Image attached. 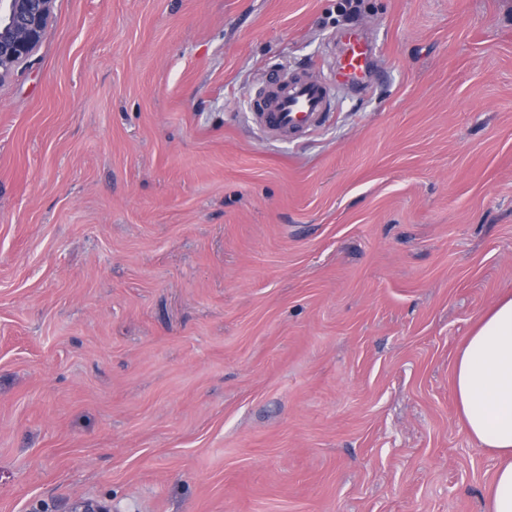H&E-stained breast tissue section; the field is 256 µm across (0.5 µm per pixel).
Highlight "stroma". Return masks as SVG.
I'll return each mask as SVG.
<instances>
[{"mask_svg": "<svg viewBox=\"0 0 512 512\" xmlns=\"http://www.w3.org/2000/svg\"><path fill=\"white\" fill-rule=\"evenodd\" d=\"M52 0L0 79V512H488L453 368L512 293V0ZM382 75L267 137L269 72Z\"/></svg>", "mask_w": 512, "mask_h": 512, "instance_id": "1", "label": "stroma"}]
</instances>
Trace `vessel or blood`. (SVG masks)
<instances>
[{
	"label": "vessel or blood",
	"instance_id": "1",
	"mask_svg": "<svg viewBox=\"0 0 512 512\" xmlns=\"http://www.w3.org/2000/svg\"><path fill=\"white\" fill-rule=\"evenodd\" d=\"M336 71L321 79L307 70L273 72L250 98L254 122L273 139H298L329 120L336 90H364L376 72L377 48L366 33L344 32L337 41Z\"/></svg>",
	"mask_w": 512,
	"mask_h": 512
}]
</instances>
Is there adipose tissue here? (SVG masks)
Instances as JSON below:
<instances>
[{"label":"adipose tissue","mask_w":512,"mask_h":512,"mask_svg":"<svg viewBox=\"0 0 512 512\" xmlns=\"http://www.w3.org/2000/svg\"><path fill=\"white\" fill-rule=\"evenodd\" d=\"M453 387L464 430L501 460L489 512H512V297L479 317L456 359Z\"/></svg>","instance_id":"adipose-tissue-1"}]
</instances>
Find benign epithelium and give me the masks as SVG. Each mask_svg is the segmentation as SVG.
Returning <instances> with one entry per match:
<instances>
[{"mask_svg":"<svg viewBox=\"0 0 512 512\" xmlns=\"http://www.w3.org/2000/svg\"><path fill=\"white\" fill-rule=\"evenodd\" d=\"M51 0H0V79L44 40Z\"/></svg>","mask_w":512,"mask_h":512,"instance_id":"benign-epithelium-1","label":"benign epithelium"}]
</instances>
